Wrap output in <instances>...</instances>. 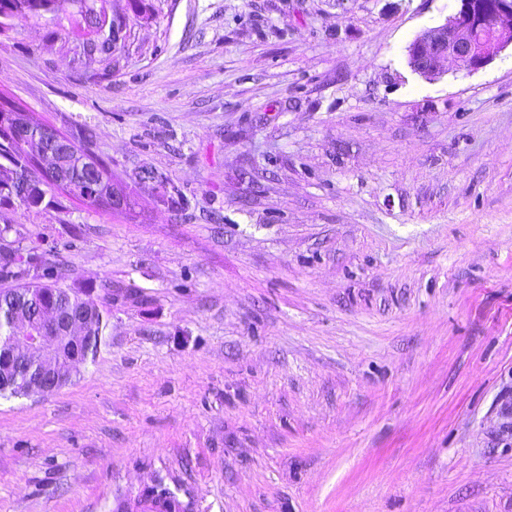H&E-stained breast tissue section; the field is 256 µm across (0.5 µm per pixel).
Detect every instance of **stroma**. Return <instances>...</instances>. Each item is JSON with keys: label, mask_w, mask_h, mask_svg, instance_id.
Returning <instances> with one entry per match:
<instances>
[{"label": "stroma", "mask_w": 512, "mask_h": 512, "mask_svg": "<svg viewBox=\"0 0 512 512\" xmlns=\"http://www.w3.org/2000/svg\"><path fill=\"white\" fill-rule=\"evenodd\" d=\"M146 4L110 56L0 32V97L132 191L0 203L112 284L96 360L0 398V512H512V48L427 81L456 0ZM146 496L152 498L154 502L159 503L165 507L167 506L172 508L174 506L176 507L175 511L180 512L181 508L177 498L173 495L172 492H170L168 488L163 487L161 484L156 487V490L154 488L148 490ZM152 500L142 498L141 500L135 502L131 507L135 510H139L140 512H164V510H167L165 507L155 504L152 502Z\"/></svg>", "instance_id": "stroma-1"}]
</instances>
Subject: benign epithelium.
<instances>
[{
	"label": "benign epithelium",
	"mask_w": 512,
	"mask_h": 512,
	"mask_svg": "<svg viewBox=\"0 0 512 512\" xmlns=\"http://www.w3.org/2000/svg\"><path fill=\"white\" fill-rule=\"evenodd\" d=\"M457 2L453 15L420 31L408 46L409 67L429 80L443 74L450 60L463 70L477 71L512 45V0ZM83 23L98 31L97 44L112 52L126 40L122 16L105 19L90 11ZM66 294L62 299L57 289L44 291L39 317L15 316L20 332L9 337L5 347L8 358L0 361V383L19 380L24 394L47 396L72 382L77 368L85 363L78 345L90 340L88 334L95 330L101 313L99 306L83 299L72 302V290Z\"/></svg>",
	"instance_id": "benign-epithelium-1"
}]
</instances>
